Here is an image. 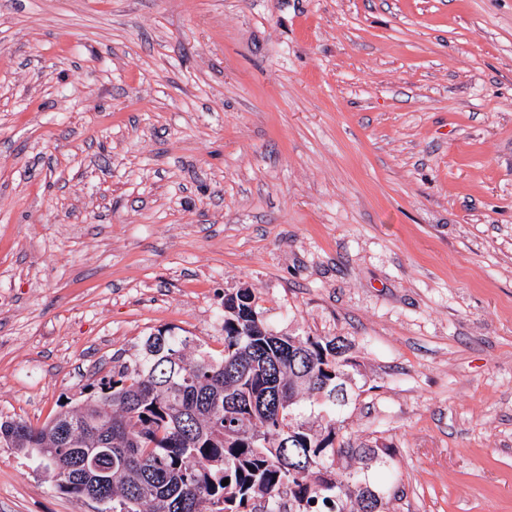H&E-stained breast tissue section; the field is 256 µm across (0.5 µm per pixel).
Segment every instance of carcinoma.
<instances>
[{
    "label": "carcinoma",
    "instance_id": "obj_1",
    "mask_svg": "<svg viewBox=\"0 0 512 512\" xmlns=\"http://www.w3.org/2000/svg\"><path fill=\"white\" fill-rule=\"evenodd\" d=\"M189 340L149 336L77 408L35 428L0 420V444L36 459L64 494L95 491L100 512H354L350 477L328 469L345 345L273 334L247 288L224 302V350L189 358ZM99 456L103 473L78 467ZM228 485H222L223 480Z\"/></svg>",
    "mask_w": 512,
    "mask_h": 512
}]
</instances>
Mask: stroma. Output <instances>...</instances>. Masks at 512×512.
<instances>
[{"label": "stroma", "mask_w": 512, "mask_h": 512, "mask_svg": "<svg viewBox=\"0 0 512 512\" xmlns=\"http://www.w3.org/2000/svg\"><path fill=\"white\" fill-rule=\"evenodd\" d=\"M241 288L349 346L352 512H512V0H0V417ZM95 508L0 446V512Z\"/></svg>", "instance_id": "stroma-1"}]
</instances>
